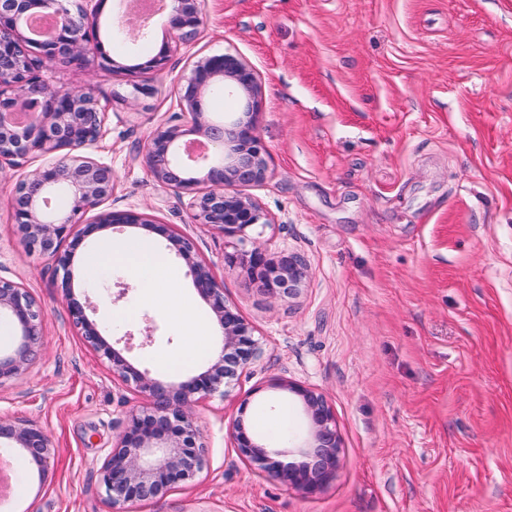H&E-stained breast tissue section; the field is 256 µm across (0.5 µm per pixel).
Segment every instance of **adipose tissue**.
Here are the masks:
<instances>
[{"label":"adipose tissue","instance_id":"ef3b65f1","mask_svg":"<svg viewBox=\"0 0 512 512\" xmlns=\"http://www.w3.org/2000/svg\"><path fill=\"white\" fill-rule=\"evenodd\" d=\"M108 260L130 266L134 273L131 286L143 302L158 303L169 294H176L179 312L176 326L183 335L189 336L190 341L180 353L169 358V365H181L211 354L212 343L207 321L197 313L185 294L176 293L175 287L181 275L178 270L168 266L155 244L144 239L108 242L104 255L96 258L90 266L89 275H96Z\"/></svg>","mask_w":512,"mask_h":512}]
</instances>
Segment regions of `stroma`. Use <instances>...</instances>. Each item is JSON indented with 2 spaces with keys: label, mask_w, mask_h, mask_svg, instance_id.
I'll use <instances>...</instances> for the list:
<instances>
[{
  "label": "stroma",
  "mask_w": 512,
  "mask_h": 512,
  "mask_svg": "<svg viewBox=\"0 0 512 512\" xmlns=\"http://www.w3.org/2000/svg\"><path fill=\"white\" fill-rule=\"evenodd\" d=\"M201 10L197 37L162 73L132 78L90 58L46 73L107 103L83 153L112 170L108 208L190 238L263 344L228 395L196 410L207 471L131 512H512V0H202ZM224 52L260 78L268 172L248 193L273 222L249 237L271 257L305 259L309 276L289 300L226 267L240 242L197 223L192 192L159 185L147 167L145 143L179 113L193 62ZM45 162L0 171V277L46 314L28 369L0 381V416L33 422L56 450L43 473L14 453L12 494L27 512H109L101 465L140 400L84 344L61 270L14 226L15 187ZM96 248L87 239L71 270L101 333L152 332L131 356L161 380L198 373L161 365L186 344L174 311L86 288ZM280 379L322 393L341 437L335 476L313 495L253 475L227 435L244 399L248 420H274L285 404L308 431Z\"/></svg>",
  "instance_id": "stroma-1"
}]
</instances>
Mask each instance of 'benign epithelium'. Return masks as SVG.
I'll return each mask as SVG.
<instances>
[{
    "label": "benign epithelium",
    "instance_id": "7a95c632",
    "mask_svg": "<svg viewBox=\"0 0 512 512\" xmlns=\"http://www.w3.org/2000/svg\"><path fill=\"white\" fill-rule=\"evenodd\" d=\"M92 2L88 6L80 0H0V171L5 164L19 167L33 155L63 152L17 184L11 208L14 223L31 246L63 270L69 316L85 343L107 360L113 379L144 400L128 415L122 434L102 464L105 500L111 512H127L130 502L163 497L202 476L208 460L193 410L217 393L226 395V387L251 368L262 348L251 325L235 306L224 301L223 287L198 258L189 238L141 213L101 209L112 197V169L80 154L101 137L104 112L100 100L90 87L55 88L42 75L58 61L88 53L114 73L134 76L160 72L170 57L171 44L187 43L198 34L201 0H170V40L154 55L134 64L129 59L135 56V42L122 55L106 51L100 26L106 0ZM35 12L56 18L52 36L36 39L29 35L23 21ZM260 92L257 74L237 56L224 53L203 57L194 63L191 77L179 92L181 116L189 120L190 129L169 125L157 130L145 144L153 179L176 191L205 185L206 190L192 201L195 220L241 240L253 227L272 223L258 203L243 192V188L266 179V149L254 134ZM221 93L241 104L239 116L229 122L211 120L205 108L206 98ZM188 131L203 139L206 153L181 156V138ZM58 192L65 194L67 205L52 215L48 209ZM92 211L95 215L86 219ZM125 226L162 233L169 249L184 261L197 292L215 316L221 348L203 371L186 380L161 381L149 370L136 367L125 356L135 336L127 334L124 348H114L89 318L86 307L72 296L70 265L76 248L95 233ZM224 263L246 267L264 281L267 290L288 298L297 296L308 276L299 255L274 260L259 245L224 256ZM44 320V309L22 284L0 277V323H8L18 337L10 352L0 353V380L25 370L40 345ZM274 386L299 397L310 423L307 434L284 446L264 442L245 424L249 405L245 400L231 424V443L257 475L312 495L333 478L339 462L341 443L335 417L323 394L287 380ZM2 443L19 449L41 473L55 454L51 440L36 425L0 416ZM287 454L294 460L283 462L281 457Z\"/></svg>",
    "mask_w": 512,
    "mask_h": 512
}]
</instances>
